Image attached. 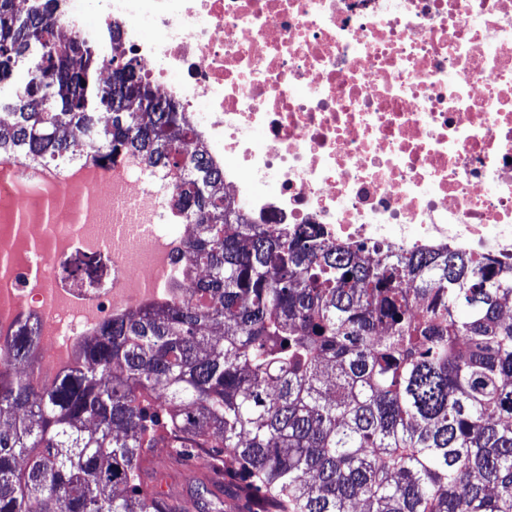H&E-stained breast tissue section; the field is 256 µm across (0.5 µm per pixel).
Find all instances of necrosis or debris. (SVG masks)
Segmentation results:
<instances>
[{
  "mask_svg": "<svg viewBox=\"0 0 512 512\" xmlns=\"http://www.w3.org/2000/svg\"><path fill=\"white\" fill-rule=\"evenodd\" d=\"M178 102L253 222L334 241L448 248L512 268V0H53ZM176 174L120 154L63 171L0 161V347L37 336L51 386L116 314L182 299ZM68 199L56 228L52 196ZM107 256L98 281L66 278ZM63 272L76 278L94 281L101 272V261L97 258L75 257L63 265Z\"/></svg>",
  "mask_w": 512,
  "mask_h": 512,
  "instance_id": "1",
  "label": "necrosis or debris"
}]
</instances>
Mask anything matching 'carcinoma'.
Returning a JSON list of instances; mask_svg holds the SVG:
<instances>
[{"label":"carcinoma","instance_id":"carcinoma-1","mask_svg":"<svg viewBox=\"0 0 512 512\" xmlns=\"http://www.w3.org/2000/svg\"><path fill=\"white\" fill-rule=\"evenodd\" d=\"M0 0V160L133 152L175 169L187 297L130 309L45 389L27 325L0 363V512H181L156 449L199 460L209 512H512V269L251 224L185 113L129 112L123 57ZM63 272L88 281L97 258Z\"/></svg>","mask_w":512,"mask_h":512}]
</instances>
